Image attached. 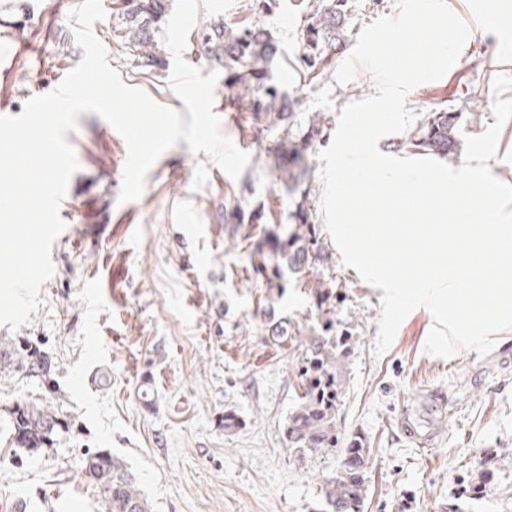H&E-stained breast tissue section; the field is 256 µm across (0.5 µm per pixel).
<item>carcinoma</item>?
Instances as JSON below:
<instances>
[{"instance_id":"1","label":"carcinoma","mask_w":512,"mask_h":512,"mask_svg":"<svg viewBox=\"0 0 512 512\" xmlns=\"http://www.w3.org/2000/svg\"><path fill=\"white\" fill-rule=\"evenodd\" d=\"M280 0H251L254 21L246 25L226 24L217 19L199 27L191 36L195 51L219 69L234 73L225 86L241 111L252 113L254 121L273 119L280 128L276 151L272 152L276 178L293 197V227L282 233V225L270 223L259 207L247 211L224 204V223L247 227L240 243L250 251L255 273L267 280V287L279 288L286 272L302 280L316 292L325 328L331 329L334 309L327 284L311 282L309 270L318 246V229L312 213V184L308 183L311 156L321 124L310 122L294 128L293 116L298 98L285 94L271 82L270 69L280 54V44L267 20ZM169 0H119L114 41L121 52L142 60L148 67L160 66L164 55L160 34L166 23ZM349 0H309L306 5L303 41L298 59L303 73L316 77L348 45ZM463 110L434 109L409 134L408 147L416 154H435L450 161L457 158L456 132ZM347 336L315 338L307 347L305 365L298 372L301 395L286 419L284 434L288 448L302 456L307 453H339L341 461L334 476L323 487L321 512H364L366 487L363 478L371 453L362 440L341 439L340 409L344 393L343 359L349 349ZM8 365L26 368L38 376L49 372L48 361L27 349L4 357ZM55 417L49 407L27 404L14 410V438L17 448L27 454L40 451L50 442L54 429L45 427ZM82 471L96 487H106L101 495L107 512H152V505L140 490L134 474L118 456L106 450L88 454Z\"/></svg>"}]
</instances>
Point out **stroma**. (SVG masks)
Listing matches in <instances>:
<instances>
[{
    "label": "stroma",
    "mask_w": 512,
    "mask_h": 512,
    "mask_svg": "<svg viewBox=\"0 0 512 512\" xmlns=\"http://www.w3.org/2000/svg\"><path fill=\"white\" fill-rule=\"evenodd\" d=\"M80 2L0 0V45L25 46L0 58V104L22 113L82 60L68 21ZM447 3L470 36L454 67L412 90L406 107L463 108L459 128L476 135L495 121L491 82L512 76V46L489 26L480 0ZM18 21L19 39L11 28ZM115 22H95L94 31L123 82L184 110L169 70L121 53ZM302 25L297 0H281L270 26L284 54L272 79L298 97V124L320 118L327 144L342 107L374 88L364 71L343 86L330 69L305 79L297 67ZM215 94L224 134L251 156L236 180L181 141L157 159L141 198L122 204L123 145L112 126L83 113L66 135L81 168L60 216L85 206L93 219L55 242V274L30 323L0 327V338L51 365L43 378L0 369V498L21 500L25 512H106L82 473L85 455L103 449L124 459L153 512H318L337 460L297 456L284 437L307 341L325 333L316 298L293 278L282 288L254 279L224 221L231 194L242 208L261 205L287 223L290 199L270 159L278 128L252 125L223 86ZM319 236L326 258L312 274L336 281L334 327L350 335L343 431L362 434L372 454L365 512H512V330L496 334L488 356L462 349L435 357L424 351L433 318L420 307L374 355L382 293L343 265L327 229ZM274 318L290 323L287 342L270 336ZM144 374L155 378L148 408L138 389ZM32 402L52 407L65 425L28 455L15 449L11 411ZM230 412L241 425L228 431Z\"/></svg>",
    "instance_id": "1"
}]
</instances>
